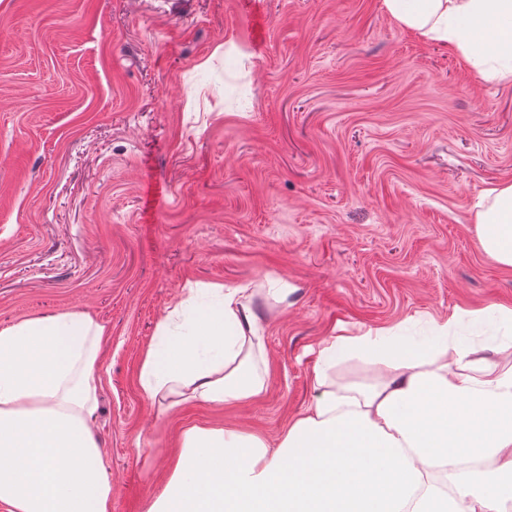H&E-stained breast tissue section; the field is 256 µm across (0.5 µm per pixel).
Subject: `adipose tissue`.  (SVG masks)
<instances>
[{"mask_svg": "<svg viewBox=\"0 0 512 512\" xmlns=\"http://www.w3.org/2000/svg\"><path fill=\"white\" fill-rule=\"evenodd\" d=\"M418 36L454 47L473 66L495 61L512 77V0H383ZM480 243L512 267V184L485 192ZM149 347L139 382L150 401L226 405L262 394L255 293L225 289L216 307L182 315ZM104 328L87 315H45L0 328V505L6 512H110L112 487L89 420L97 405ZM363 353L382 378L327 390L296 417L277 448L254 434L194 427L146 512H507L512 503V368L449 344L447 324L420 345L385 331L334 337L317 375ZM456 372H449V364ZM455 458L497 461L464 475L454 494L432 488L431 469Z\"/></svg>", "mask_w": 512, "mask_h": 512, "instance_id": "1", "label": "adipose tissue"}]
</instances>
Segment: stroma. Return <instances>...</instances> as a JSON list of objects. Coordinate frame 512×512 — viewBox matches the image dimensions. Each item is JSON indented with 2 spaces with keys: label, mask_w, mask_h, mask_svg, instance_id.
Returning <instances> with one entry per match:
<instances>
[{
  "label": "stroma",
  "mask_w": 512,
  "mask_h": 512,
  "mask_svg": "<svg viewBox=\"0 0 512 512\" xmlns=\"http://www.w3.org/2000/svg\"><path fill=\"white\" fill-rule=\"evenodd\" d=\"M506 183L512 79L382 0H0V327L104 325L90 427L111 512H144L191 427L276 442L321 394L332 337L447 319L449 341L512 366V269L476 224ZM211 285L256 289L264 391L149 401L145 351L186 288L209 303ZM328 377L381 371L358 354Z\"/></svg>",
  "instance_id": "obj_1"
}]
</instances>
